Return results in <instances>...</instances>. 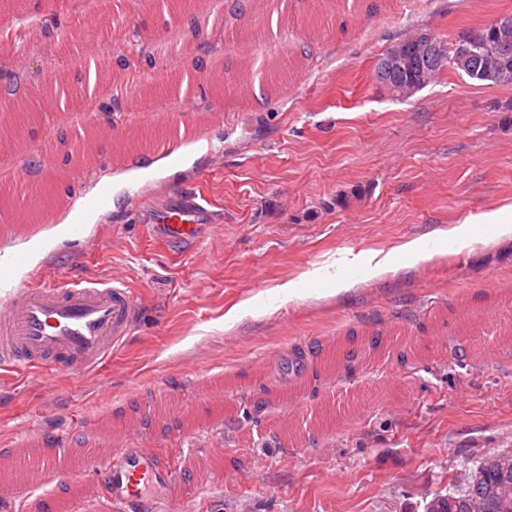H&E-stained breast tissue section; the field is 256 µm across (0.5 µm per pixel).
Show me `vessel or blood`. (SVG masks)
<instances>
[{
    "instance_id": "b4317fda",
    "label": "vessel or blood",
    "mask_w": 512,
    "mask_h": 512,
    "mask_svg": "<svg viewBox=\"0 0 512 512\" xmlns=\"http://www.w3.org/2000/svg\"><path fill=\"white\" fill-rule=\"evenodd\" d=\"M134 210L160 239L191 246L216 216L209 200L186 190L138 201ZM46 211L43 200L29 196L14 211L7 232L31 234ZM15 266L0 265V281L12 290L0 299V364L49 373H81L110 359L113 350L130 336L141 315L137 297L116 278L102 282L67 279L38 287L15 284ZM59 474L55 459L43 456L25 478L30 485H46ZM82 475L105 487L117 512H152L150 490L164 492V512H183L181 499L171 495L175 471L168 456L144 440L136 426L111 438L106 451L84 460Z\"/></svg>"
}]
</instances>
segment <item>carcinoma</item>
I'll return each instance as SVG.
<instances>
[{
  "instance_id": "1",
  "label": "carcinoma",
  "mask_w": 512,
  "mask_h": 512,
  "mask_svg": "<svg viewBox=\"0 0 512 512\" xmlns=\"http://www.w3.org/2000/svg\"><path fill=\"white\" fill-rule=\"evenodd\" d=\"M475 33L479 34V40L484 44L481 55L465 57L458 54V45L461 41L471 38ZM502 42L512 44V25H487L468 30L450 45L439 42L444 56L442 63L434 65L423 56L422 47L413 42V37L410 36L388 47L378 58L381 62L389 57H398L401 61L399 76L390 81L384 76H378L376 81L391 96L405 99L433 82L447 67L480 82L483 78L479 73L483 69L492 74L504 72L512 78V52L499 51L498 46ZM431 64L434 65V70L429 71L427 67ZM6 77L8 82L0 89L6 96H15L28 79V68L24 64L17 65L7 72ZM509 481L512 482V473L501 471L495 464V459L491 458L478 467L470 481L456 489L454 493L434 498L428 506V512H469L470 502L474 498L482 501L483 512H512V499L504 498L501 493L502 486Z\"/></svg>"
}]
</instances>
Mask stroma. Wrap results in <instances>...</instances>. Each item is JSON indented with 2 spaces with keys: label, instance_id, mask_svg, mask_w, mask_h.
<instances>
[{
  "label": "stroma",
  "instance_id": "stroma-1",
  "mask_svg": "<svg viewBox=\"0 0 512 512\" xmlns=\"http://www.w3.org/2000/svg\"><path fill=\"white\" fill-rule=\"evenodd\" d=\"M4 10L52 9L0 0ZM52 11L46 35L0 44V80L20 58L34 75L19 97L0 95V126L18 128L0 139V160L40 159L52 192L75 201L103 177H139L39 265L9 234L0 249L14 247L25 280L120 276L142 313L106 364L56 374L53 391L41 371L0 369V456L24 426L33 443L55 439L65 468L23 487V512H111L67 469L138 410L152 419L141 436L176 460L172 491L187 512H426L482 462L512 454V237L488 224L455 236L512 202V85L446 69L400 100L374 75L407 34L451 42L512 15V0H249L231 26L205 0H97L91 12L64 0ZM192 25L198 53L171 66L160 43ZM135 52L152 66L118 65ZM53 83L62 96L47 94ZM21 99L32 118L19 126ZM89 100L99 147L78 168L56 115ZM172 121L209 142L190 167L154 174L160 150L125 157L112 140L129 127L154 142ZM186 187L219 218L199 244L160 245L131 219L141 197ZM413 240L439 255L372 276L371 257ZM340 281L349 292L336 293ZM273 351L278 365L256 374ZM287 384L289 399L278 394ZM215 385L224 400L206 399Z\"/></svg>",
  "mask_w": 512,
  "mask_h": 512
}]
</instances>
